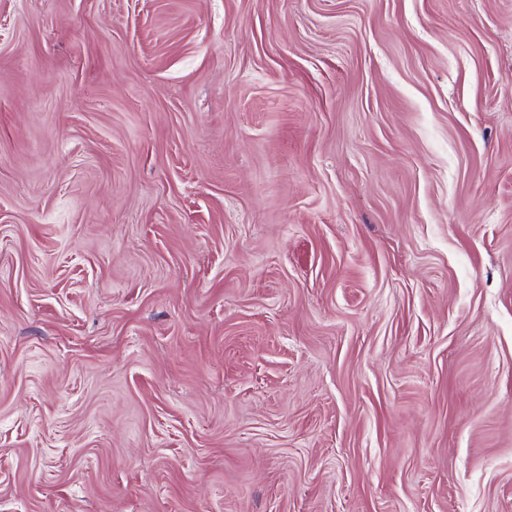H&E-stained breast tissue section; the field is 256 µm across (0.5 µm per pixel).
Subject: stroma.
<instances>
[{
    "label": "stroma",
    "instance_id": "obj_1",
    "mask_svg": "<svg viewBox=\"0 0 512 512\" xmlns=\"http://www.w3.org/2000/svg\"><path fill=\"white\" fill-rule=\"evenodd\" d=\"M0 512H512V0H0Z\"/></svg>",
    "mask_w": 512,
    "mask_h": 512
}]
</instances>
